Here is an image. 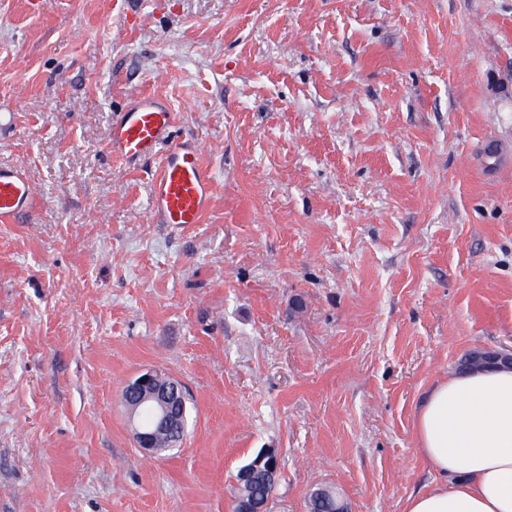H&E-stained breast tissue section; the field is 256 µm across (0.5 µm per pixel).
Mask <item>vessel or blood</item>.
I'll return each instance as SVG.
<instances>
[{
  "instance_id": "vessel-or-blood-1",
  "label": "vessel or blood",
  "mask_w": 512,
  "mask_h": 512,
  "mask_svg": "<svg viewBox=\"0 0 512 512\" xmlns=\"http://www.w3.org/2000/svg\"><path fill=\"white\" fill-rule=\"evenodd\" d=\"M174 115L161 99L135 98L112 125L108 152L126 162L151 157L167 140ZM211 177L198 144H173L154 179L152 205L163 224H197L210 205ZM36 189L17 168L0 165V221L16 222L32 210Z\"/></svg>"
}]
</instances>
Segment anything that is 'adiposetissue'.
<instances>
[{
	"label": "adipose tissue",
	"mask_w": 512,
	"mask_h": 512,
	"mask_svg": "<svg viewBox=\"0 0 512 512\" xmlns=\"http://www.w3.org/2000/svg\"><path fill=\"white\" fill-rule=\"evenodd\" d=\"M423 457L440 478L405 512H512V368L436 382L416 418Z\"/></svg>",
	"instance_id": "obj_1"
}]
</instances>
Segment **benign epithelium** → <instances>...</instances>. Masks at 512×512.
I'll return each mask as SVG.
<instances>
[{"label":"benign epithelium","mask_w":512,"mask_h":512,"mask_svg":"<svg viewBox=\"0 0 512 512\" xmlns=\"http://www.w3.org/2000/svg\"><path fill=\"white\" fill-rule=\"evenodd\" d=\"M467 360L468 365L472 367L490 363L512 367V350L477 348L467 354ZM160 376L161 372L155 369H146L127 384L130 417H136L139 407L145 402L149 403V408L154 413L152 425L145 426L139 422L134 427L138 447L151 454L157 451L153 441V426L156 424L170 425L178 420L187 399L186 392L180 385L175 384L170 388L160 386L158 381ZM278 466V454L272 449H267L241 472V477L247 478L260 468L274 474L277 472Z\"/></svg>","instance_id":"7a95c632"}]
</instances>
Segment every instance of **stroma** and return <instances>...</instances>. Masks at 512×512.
I'll use <instances>...</instances> for the list:
<instances>
[{
	"label": "stroma",
	"mask_w": 512,
	"mask_h": 512,
	"mask_svg": "<svg viewBox=\"0 0 512 512\" xmlns=\"http://www.w3.org/2000/svg\"><path fill=\"white\" fill-rule=\"evenodd\" d=\"M0 0V512H233L276 449L269 512L432 489L416 415L478 347H512V0ZM213 177L162 224L106 150L141 95ZM154 367L193 408L137 447ZM36 189L17 168L0 165V221L17 222L32 210ZM158 377H161L160 371H157V369H146L127 384L128 396L126 389L124 393L122 392L123 402L126 401L127 403L129 398L128 411L130 418L133 421L134 417L137 418L134 434L138 447L151 454L156 452L157 448L170 450L177 445L172 440L173 435L164 433L158 435V447L155 448L153 428L156 424L171 425L174 421L178 420L179 415H181V409H184L187 399L186 392L181 384H174L171 388H162ZM145 402L149 403V408L154 413V421L150 426L143 425L136 416L139 407ZM186 402L185 415L180 424V430L183 431L182 440L188 430L191 418V407L189 406L188 399ZM327 486H319L313 490L308 499L309 512H347L346 506L337 501L336 496Z\"/></svg>",
	"instance_id": "1"
}]
</instances>
